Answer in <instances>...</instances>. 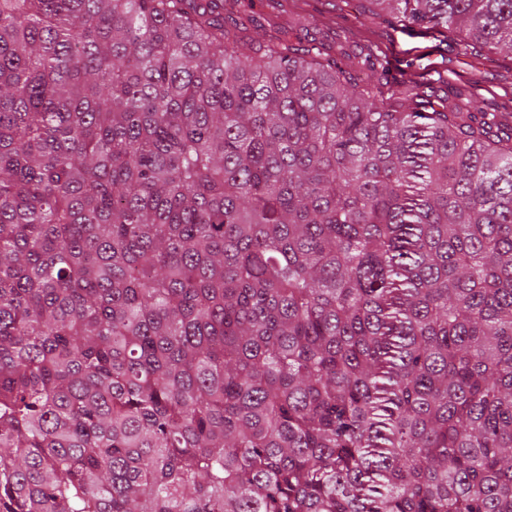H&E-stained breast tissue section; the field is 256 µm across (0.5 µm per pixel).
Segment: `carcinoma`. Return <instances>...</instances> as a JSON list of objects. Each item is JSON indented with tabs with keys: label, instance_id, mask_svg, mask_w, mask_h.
Here are the masks:
<instances>
[{
	"label": "carcinoma",
	"instance_id": "1",
	"mask_svg": "<svg viewBox=\"0 0 512 512\" xmlns=\"http://www.w3.org/2000/svg\"><path fill=\"white\" fill-rule=\"evenodd\" d=\"M241 42L0 0V512H512V128Z\"/></svg>",
	"mask_w": 512,
	"mask_h": 512
}]
</instances>
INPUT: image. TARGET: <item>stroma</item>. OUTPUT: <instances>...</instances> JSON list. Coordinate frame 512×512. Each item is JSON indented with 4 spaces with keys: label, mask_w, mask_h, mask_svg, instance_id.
Returning <instances> with one entry per match:
<instances>
[{
    "label": "stroma",
    "mask_w": 512,
    "mask_h": 512,
    "mask_svg": "<svg viewBox=\"0 0 512 512\" xmlns=\"http://www.w3.org/2000/svg\"><path fill=\"white\" fill-rule=\"evenodd\" d=\"M224 0V14L243 22L246 38L258 39L276 31H299L304 45L335 57L347 69H359L365 58L383 62L388 82L413 80L406 64L422 65L448 74L447 84H435L449 103L474 112L496 113L512 126V51L478 55L465 44L449 48L430 35L410 34L397 24L370 18L364 0Z\"/></svg>",
    "instance_id": "35a3bbf8"
}]
</instances>
